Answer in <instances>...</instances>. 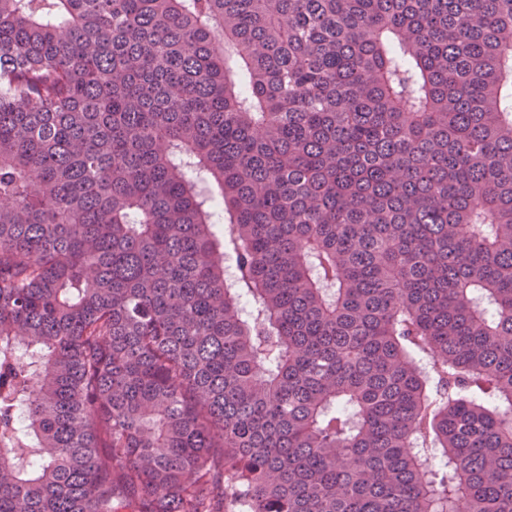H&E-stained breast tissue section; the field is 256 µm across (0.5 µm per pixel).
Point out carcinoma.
Listing matches in <instances>:
<instances>
[{"instance_id":"obj_1","label":"carcinoma","mask_w":512,"mask_h":512,"mask_svg":"<svg viewBox=\"0 0 512 512\" xmlns=\"http://www.w3.org/2000/svg\"><path fill=\"white\" fill-rule=\"evenodd\" d=\"M226 501L512 512V0H0V512Z\"/></svg>"}]
</instances>
